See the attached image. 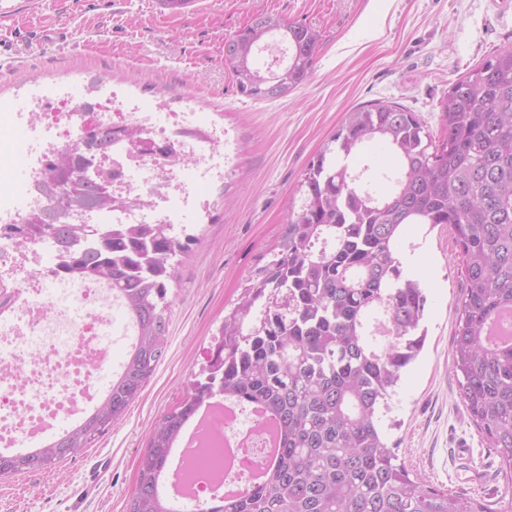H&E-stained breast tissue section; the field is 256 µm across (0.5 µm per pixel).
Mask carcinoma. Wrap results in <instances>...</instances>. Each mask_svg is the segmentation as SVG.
Wrapping results in <instances>:
<instances>
[{"label": "carcinoma", "mask_w": 512, "mask_h": 512, "mask_svg": "<svg viewBox=\"0 0 512 512\" xmlns=\"http://www.w3.org/2000/svg\"><path fill=\"white\" fill-rule=\"evenodd\" d=\"M276 33L290 58L271 87L254 78L256 49ZM319 40L305 24L257 14L226 39L224 65L241 94L280 97L308 80ZM440 111L443 134L433 141L398 105L355 109L310 161L278 251L224 317L201 378L153 428L129 512H172L160 477L186 427L218 396L263 407L277 428L278 454L248 494L200 512H489L482 499L437 489L409 469L380 426V410L426 343L424 288L394 251L415 224H446L454 234L465 288L451 366L512 487V342L489 335L493 319L512 310V47L453 83ZM372 142L394 157L380 172L393 183L386 195L372 189L369 167L351 165ZM68 168L49 163V194L81 209L112 205L97 180L80 178L68 193L59 177ZM34 227L60 248L65 274L108 282L137 336L93 411L28 455L0 454V478L50 468L125 415L165 357L171 260L195 240L161 223L97 224L93 234L80 224H27L19 232Z\"/></svg>", "instance_id": "1"}]
</instances>
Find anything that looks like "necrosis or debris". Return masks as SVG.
<instances>
[{"label": "necrosis or debris", "mask_w": 512, "mask_h": 512, "mask_svg": "<svg viewBox=\"0 0 512 512\" xmlns=\"http://www.w3.org/2000/svg\"><path fill=\"white\" fill-rule=\"evenodd\" d=\"M20 105L0 113V131L23 128L31 149L24 192L12 200L0 177V447L27 436L42 437L63 416L86 413L99 398L97 373L108 356L100 345L111 313L121 303L99 280L56 274L52 238L30 233L19 247L15 229L33 216H57L69 224H182L208 207L206 189L224 179V128L198 119L195 107L175 108L165 99L144 106L120 85L94 79L35 85ZM108 128L112 142L95 146L93 131ZM67 155L89 160L112 194L103 210L67 207L50 198L45 181L50 160ZM241 408L218 410V424H192V441L178 448L174 487L201 497L207 476L236 484L266 454L258 418H251L249 446H238ZM212 449L217 462L199 469L198 452Z\"/></svg>", "instance_id": "1"}]
</instances>
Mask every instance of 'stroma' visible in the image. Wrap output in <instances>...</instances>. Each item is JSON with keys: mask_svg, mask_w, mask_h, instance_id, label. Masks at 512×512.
I'll return each mask as SVG.
<instances>
[{"mask_svg": "<svg viewBox=\"0 0 512 512\" xmlns=\"http://www.w3.org/2000/svg\"><path fill=\"white\" fill-rule=\"evenodd\" d=\"M0 12V113L30 83L97 76L136 92L191 101L223 124L230 161L196 240L177 265L166 355L127 413L87 448L49 470L0 480V512H128L138 462L162 416L186 397L213 336L248 280L285 236L295 187L349 111L385 101L414 112L439 137V102L453 83L512 45V0H198L191 13L153 0H10ZM320 34L307 82L288 95H242L224 66V41L257 14ZM427 296L424 351L392 399L389 443L435 487L501 512L507 489L460 397L451 367L462 278L448 225L417 224L395 247ZM469 445L465 458L457 441Z\"/></svg>", "mask_w": 512, "mask_h": 512, "instance_id": "35a3bbf8", "label": "stroma"}]
</instances>
